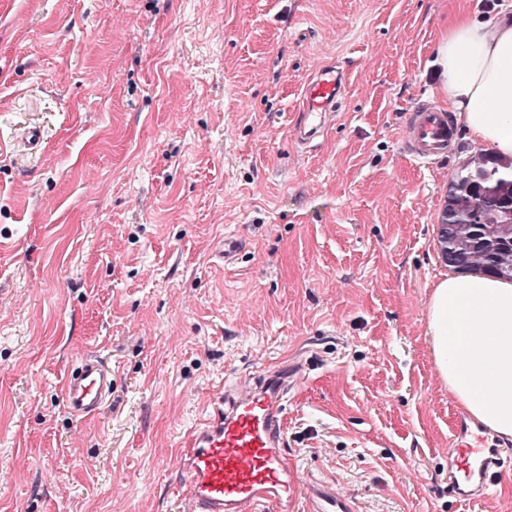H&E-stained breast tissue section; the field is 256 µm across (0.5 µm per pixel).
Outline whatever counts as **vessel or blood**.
Returning <instances> with one entry per match:
<instances>
[{
  "label": "vessel or blood",
  "mask_w": 512,
  "mask_h": 512,
  "mask_svg": "<svg viewBox=\"0 0 512 512\" xmlns=\"http://www.w3.org/2000/svg\"><path fill=\"white\" fill-rule=\"evenodd\" d=\"M345 80V71L333 63L309 80L295 124L302 146H316L334 120ZM453 137L447 111L419 105L408 115L401 147L410 156L432 161L447 155ZM301 378L295 365L283 366L206 402L178 462L185 478L186 512H264L270 504L286 512L296 484L283 447L285 401ZM62 396L75 419L97 413L112 397L111 367L97 358H84L64 380ZM511 462L512 452L485 447L479 430L464 416H456L448 442L449 497L485 498ZM309 508L354 512L352 502L326 482L312 485Z\"/></svg>",
  "instance_id": "b4317fda"
}]
</instances>
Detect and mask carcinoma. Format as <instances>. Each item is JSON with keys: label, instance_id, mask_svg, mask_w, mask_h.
Instances as JSON below:
<instances>
[{"label": "carcinoma", "instance_id": "carcinoma-1", "mask_svg": "<svg viewBox=\"0 0 512 512\" xmlns=\"http://www.w3.org/2000/svg\"><path fill=\"white\" fill-rule=\"evenodd\" d=\"M438 234L443 261L459 274L512 280V162L481 153L448 183Z\"/></svg>", "mask_w": 512, "mask_h": 512}]
</instances>
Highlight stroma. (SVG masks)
<instances>
[{
  "mask_svg": "<svg viewBox=\"0 0 512 512\" xmlns=\"http://www.w3.org/2000/svg\"><path fill=\"white\" fill-rule=\"evenodd\" d=\"M463 10L512 0H0V141L45 134L0 150V512H181L204 401L289 361L291 512L316 479L357 512H512V478L448 497L461 406L426 336L448 181L482 146L400 148ZM333 58L343 105L299 149ZM229 233L248 247L221 267ZM89 356L112 398L77 421ZM346 72L336 63L323 66L304 89V104L295 124L296 138L305 148L317 145L327 126L334 120L343 98ZM62 396L77 420L97 413L112 398V368L95 357L84 358L64 380Z\"/></svg>",
  "mask_w": 512,
  "mask_h": 512,
  "instance_id": "obj_1",
  "label": "stroma"
}]
</instances>
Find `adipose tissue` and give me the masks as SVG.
Masks as SVG:
<instances>
[{
  "label": "adipose tissue",
  "mask_w": 512,
  "mask_h": 512,
  "mask_svg": "<svg viewBox=\"0 0 512 512\" xmlns=\"http://www.w3.org/2000/svg\"><path fill=\"white\" fill-rule=\"evenodd\" d=\"M436 63L438 92L464 130L512 160V16L455 19ZM426 334L454 398L493 433L512 438V282L442 276L428 298Z\"/></svg>",
  "instance_id": "ef3b65f1"
}]
</instances>
